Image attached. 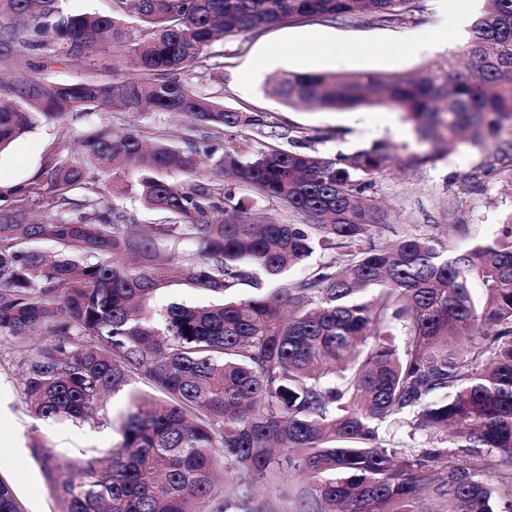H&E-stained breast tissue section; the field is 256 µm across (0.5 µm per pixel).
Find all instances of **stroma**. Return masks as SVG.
<instances>
[{
  "label": "stroma",
  "instance_id": "stroma-1",
  "mask_svg": "<svg viewBox=\"0 0 512 512\" xmlns=\"http://www.w3.org/2000/svg\"><path fill=\"white\" fill-rule=\"evenodd\" d=\"M455 0H428L427 11L417 25L379 26L370 21L348 23L284 22L260 35H228L213 43L208 56L183 72L182 77L201 94L226 107H249L271 113L283 128L309 139L312 149L330 154H349L382 141L388 143L403 164L380 176L373 196L387 209L391 225L400 231L434 234L448 228L451 245L468 247L498 238L512 215V175L486 183L482 190H462V179L481 157L478 147L461 144L447 158L411 166L419 153L412 123L385 106H365L336 111L295 107L270 92L274 78L290 72L409 73L437 57L460 52L470 30L451 24ZM428 33L430 46L421 52L410 46L420 33ZM335 44L332 56L320 55L311 46L318 41ZM278 45L282 56L266 61L269 46ZM110 55L83 67L54 66L49 75L59 84L95 81L109 84L128 80L134 73L113 68ZM111 125L114 132L148 127L164 137L181 140L186 122L147 112L72 116L66 125L43 123L0 151V212L11 209L17 188L35 180L53 158L67 155L74 138L89 126ZM319 130L336 131L331 142L315 141ZM125 392L108 398L107 424L75 427L37 419L30 410L22 384L19 357L9 341H0V480L14 490L20 512H59L60 505L42 472V463L31 453L33 440L41 439L68 456L81 448H111L118 434L112 419L124 410Z\"/></svg>",
  "mask_w": 512,
  "mask_h": 512
}]
</instances>
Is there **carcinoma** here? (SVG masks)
<instances>
[{"label": "carcinoma", "mask_w": 512, "mask_h": 512, "mask_svg": "<svg viewBox=\"0 0 512 512\" xmlns=\"http://www.w3.org/2000/svg\"><path fill=\"white\" fill-rule=\"evenodd\" d=\"M114 3L136 24L67 13L60 0H0V66L32 57L21 77L0 80V149L87 112L192 122L181 146L146 128H90L0 215V339L18 352L34 415L109 424L107 396L129 388L107 452L59 464L56 449L31 448L61 512H275L255 485L281 495L287 474L300 482L298 512H432L429 499L438 512H512V228L465 250L397 230L377 237L388 213L367 193L396 164L387 144L331 156L292 139L218 155L206 142L222 131L275 138V121L176 77L224 34L285 20L416 23L426 0ZM116 46L138 80L48 79L62 61L84 66ZM462 56L413 75L289 73L272 91L312 108L387 106L429 145L419 163L478 146L463 177L474 192L512 172V140L497 142L512 128V0H485ZM96 171L163 220L130 228ZM250 192L301 222L252 218ZM31 206L42 222L27 221ZM185 241L198 252L178 251ZM318 249L337 257L282 278ZM175 272L221 301L148 310ZM140 381L159 398L131 389ZM0 512H19L3 481Z\"/></svg>", "instance_id": "1"}]
</instances>
